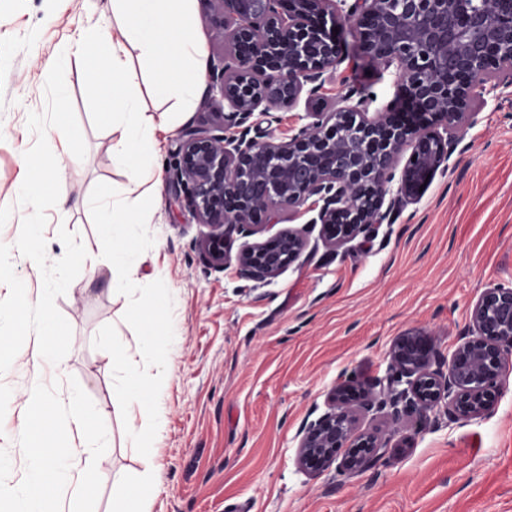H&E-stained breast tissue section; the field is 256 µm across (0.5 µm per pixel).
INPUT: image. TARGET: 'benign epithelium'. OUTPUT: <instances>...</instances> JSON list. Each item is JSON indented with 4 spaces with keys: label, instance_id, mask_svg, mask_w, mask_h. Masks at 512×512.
Wrapping results in <instances>:
<instances>
[{
    "label": "benign epithelium",
    "instance_id": "obj_1",
    "mask_svg": "<svg viewBox=\"0 0 512 512\" xmlns=\"http://www.w3.org/2000/svg\"><path fill=\"white\" fill-rule=\"evenodd\" d=\"M212 35L228 49L213 65L209 96L224 111L210 128L180 135L169 182L175 202L208 228L199 247L209 266L235 262L238 277L270 282L308 247L297 229L278 230L242 247L232 258L225 240L268 229L277 211L308 212L330 248L369 238L421 198L478 122L475 104L512 86L499 77L512 61V0H208ZM359 31L358 48L370 62L395 66L414 111L396 98L369 115L367 99L354 106L314 105L310 122L285 139L251 135V118L271 115L302 94L319 100L326 75L344 59L342 41L327 17ZM409 157H404V154ZM397 182L389 198V185ZM512 288L492 285L475 302L465 336L449 359L430 337L407 334L390 347L389 371L379 392L336 384L328 410L302 425L297 462L313 473L338 464L358 474L376 464L386 440L361 431L359 417L374 409L397 424L407 413L425 421L438 411L452 421L489 414L509 378ZM348 447L336 462L337 452Z\"/></svg>",
    "mask_w": 512,
    "mask_h": 512
}]
</instances>
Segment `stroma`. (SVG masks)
<instances>
[{
	"label": "stroma",
	"instance_id": "1",
	"mask_svg": "<svg viewBox=\"0 0 512 512\" xmlns=\"http://www.w3.org/2000/svg\"><path fill=\"white\" fill-rule=\"evenodd\" d=\"M110 0H0V244L11 246L16 275L37 302V265L16 252L23 154L35 134L29 113L46 110L45 81L69 43L111 23ZM346 55L329 74L321 98L331 105L350 87L372 95L371 111L401 96L395 68L358 53L353 27L340 29ZM78 58L65 64V83L86 144L84 159L69 161L55 131L47 141L62 170L64 206L50 208L44 229L48 261L64 254L59 228L77 235L88 254L109 242L84 201L102 188L121 191L129 170L112 157L99 112L101 101ZM158 131L154 159L158 187L143 185L147 211L129 241L139 258L127 296L112 295V271L83 264L56 307L72 328L60 370L35 365L36 338L28 336L10 369L0 375V448L11 460L9 485L25 473L18 444L27 391L57 384L67 399L75 377L112 430L98 461L102 487L95 512H113L120 485L152 470V512H512V382L486 416L451 421L436 412L389 428L371 411L362 428L385 432L387 448L372 469L345 475L337 468L312 474L299 468L298 433L327 409L334 386L354 380L374 386L384 378L389 349L407 333L432 336L450 355L467 330L474 303L493 284L512 286V86L480 107L462 154L437 173L418 202L375 238H356L331 250L316 224L280 215V227L307 231L309 246L270 283L256 287L234 268H209L198 247L204 232L187 208L171 202L169 171L177 137L188 126L210 127L221 104L182 109L179 99L142 95ZM160 314H153L154 305ZM156 315L153 351L146 362L162 372L157 395L162 429L150 447H131L129 415L112 399L120 385L102 346L134 353L130 313Z\"/></svg>",
	"mask_w": 512,
	"mask_h": 512
}]
</instances>
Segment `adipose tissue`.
I'll list each match as a JSON object with an SVG mask.
<instances>
[{
    "label": "adipose tissue",
    "mask_w": 512,
    "mask_h": 512,
    "mask_svg": "<svg viewBox=\"0 0 512 512\" xmlns=\"http://www.w3.org/2000/svg\"><path fill=\"white\" fill-rule=\"evenodd\" d=\"M111 4L115 31L102 38L79 42L74 53L96 63L90 81L107 89L102 111L111 135L112 154L130 168L125 196L116 197L110 191H102L96 207L100 224L118 241L109 252V262L133 273L137 262L122 239L137 221L133 205L152 173L157 144L153 136L154 120L147 116L137 94L139 73L132 57L140 55L153 66V78L147 88L151 97L166 100L176 96L189 105L198 99L203 86L202 49L197 38L199 22L193 0H111ZM102 355L123 372L116 406L135 404L140 409L142 422L133 429L135 440L156 434V402L146 395L139 362L109 347L103 349Z\"/></svg>",
    "instance_id": "obj_1"
}]
</instances>
